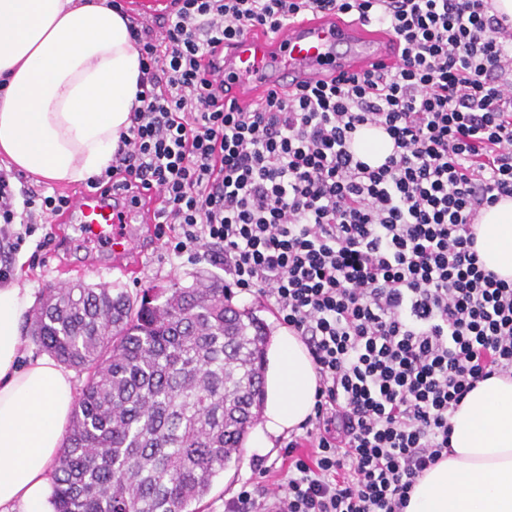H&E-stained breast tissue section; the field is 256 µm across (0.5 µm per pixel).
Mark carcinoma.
Listing matches in <instances>:
<instances>
[{
  "instance_id": "carcinoma-1",
  "label": "carcinoma",
  "mask_w": 512,
  "mask_h": 512,
  "mask_svg": "<svg viewBox=\"0 0 512 512\" xmlns=\"http://www.w3.org/2000/svg\"><path fill=\"white\" fill-rule=\"evenodd\" d=\"M223 285L46 288L30 336L85 377L56 512H194L263 408L268 331Z\"/></svg>"
}]
</instances>
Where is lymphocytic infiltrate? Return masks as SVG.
I'll list each match as a JSON object with an SVG mask.
<instances>
[{"label":"lymphocytic infiltrate","instance_id":"lymphocytic-infiltrate-1","mask_svg":"<svg viewBox=\"0 0 512 512\" xmlns=\"http://www.w3.org/2000/svg\"><path fill=\"white\" fill-rule=\"evenodd\" d=\"M135 23L131 125L92 189L161 198L174 257L211 246L226 288L255 290L306 344L315 418L291 437L274 494L228 512H404L450 452L449 416L476 384L512 378V280L484 268L473 226L512 198V19L492 0H173ZM375 24L400 60L224 103L216 63L247 32L307 15ZM393 151L355 158L358 127ZM0 168V251L52 238L69 196L15 188ZM315 450L296 456L300 440ZM392 148L393 141L382 128L360 127L353 135L352 150L355 156L373 168L385 162Z\"/></svg>","mask_w":512,"mask_h":512}]
</instances>
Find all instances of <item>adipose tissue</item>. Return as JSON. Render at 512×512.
Segmentation results:
<instances>
[{"label": "adipose tissue", "mask_w": 512, "mask_h": 512, "mask_svg": "<svg viewBox=\"0 0 512 512\" xmlns=\"http://www.w3.org/2000/svg\"><path fill=\"white\" fill-rule=\"evenodd\" d=\"M129 24L106 0H0V156L16 170L78 183L106 169L141 76ZM392 148L381 128L353 135L371 167ZM474 230L484 267L512 280V199L484 210ZM32 304L27 290L0 286V512H55L52 465L75 404L68 371L22 353ZM318 387L306 345L280 328L251 447H272L313 416ZM449 423L452 453L418 479L405 512H512V379L478 382Z\"/></svg>", "instance_id": "adipose-tissue-1"}]
</instances>
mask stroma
Returning a JSON list of instances; mask_svg holds the SVG:
<instances>
[{"label": "stroma", "mask_w": 512, "mask_h": 512, "mask_svg": "<svg viewBox=\"0 0 512 512\" xmlns=\"http://www.w3.org/2000/svg\"><path fill=\"white\" fill-rule=\"evenodd\" d=\"M146 214L143 206L130 213L127 231L137 248L125 255L99 250L84 237L79 225L54 223L50 243L40 248L35 240H27L13 256V283L28 289L35 298L45 288L77 280L95 287L121 288L134 295L146 288L165 287L173 280L189 285L199 273L222 276V269L209 264L205 257L170 256L158 240L154 225L147 223ZM130 264L138 265L137 275L126 274ZM287 444L288 438L283 435L275 439L273 447L243 449L239 461L230 464L204 499L203 512H225L227 502L244 486L258 492L273 489L282 480ZM256 457L265 459L269 474L252 469L250 462Z\"/></svg>", "instance_id": "obj_1"}]
</instances>
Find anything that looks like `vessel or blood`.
I'll return each instance as SVG.
<instances>
[{"mask_svg": "<svg viewBox=\"0 0 512 512\" xmlns=\"http://www.w3.org/2000/svg\"><path fill=\"white\" fill-rule=\"evenodd\" d=\"M397 61L389 32L335 17L306 18L273 37L259 30L250 32L227 49L224 99L245 108L274 86L292 87L374 67L389 69ZM123 212L112 196L81 189L68 215L86 236L104 241L115 253L123 254L135 245L128 234L117 230Z\"/></svg>", "mask_w": 512, "mask_h": 512, "instance_id": "obj_1", "label": "vessel or blood"}]
</instances>
